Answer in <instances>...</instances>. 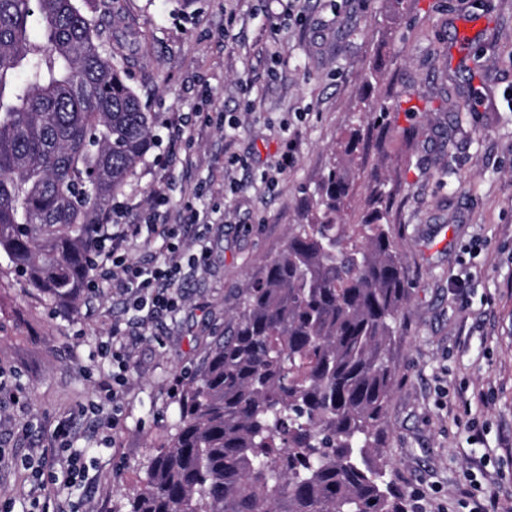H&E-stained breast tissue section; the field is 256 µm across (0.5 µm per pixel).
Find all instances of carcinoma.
<instances>
[{"instance_id":"obj_1","label":"carcinoma","mask_w":512,"mask_h":512,"mask_svg":"<svg viewBox=\"0 0 512 512\" xmlns=\"http://www.w3.org/2000/svg\"><path fill=\"white\" fill-rule=\"evenodd\" d=\"M120 9L0 0V251L54 298L86 287L92 229L152 145L153 115L112 48ZM349 190L333 163L183 391L125 512H410L377 441L403 255L388 225L341 223Z\"/></svg>"}]
</instances>
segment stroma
<instances>
[{"mask_svg":"<svg viewBox=\"0 0 512 512\" xmlns=\"http://www.w3.org/2000/svg\"><path fill=\"white\" fill-rule=\"evenodd\" d=\"M121 5L114 31L144 36L128 83L155 117L121 199L132 221L158 194L175 224L185 201L207 210L203 241L185 229L207 260L185 270L177 311L133 329L115 405L100 391L112 361L99 343L127 323L122 297L104 280L49 297L0 253V512H123L209 346L336 160L353 185L344 222L389 225L404 257L379 437L395 486L413 512H472L492 497L512 512V0ZM206 112L240 126L225 135ZM62 421L82 475L35 480L23 462L59 470Z\"/></svg>","mask_w":512,"mask_h":512,"instance_id":"stroma-1","label":"stroma"}]
</instances>
